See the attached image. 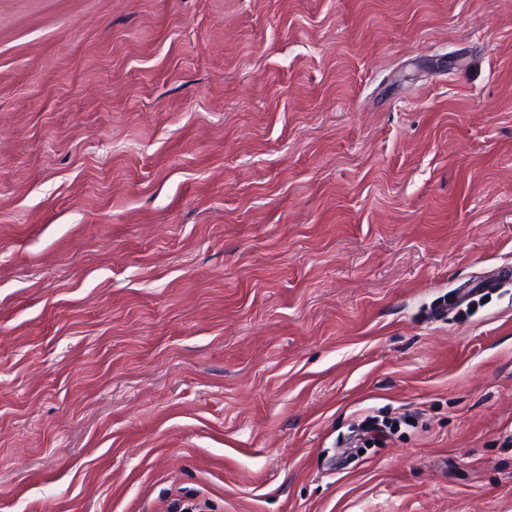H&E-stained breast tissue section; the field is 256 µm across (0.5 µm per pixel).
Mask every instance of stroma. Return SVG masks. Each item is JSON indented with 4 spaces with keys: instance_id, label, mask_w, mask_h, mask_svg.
<instances>
[{
    "instance_id": "stroma-1",
    "label": "stroma",
    "mask_w": 512,
    "mask_h": 512,
    "mask_svg": "<svg viewBox=\"0 0 512 512\" xmlns=\"http://www.w3.org/2000/svg\"><path fill=\"white\" fill-rule=\"evenodd\" d=\"M509 265L512 0H0V512H512Z\"/></svg>"
}]
</instances>
